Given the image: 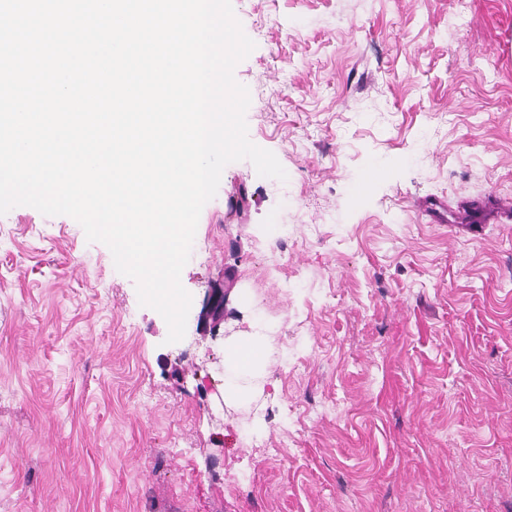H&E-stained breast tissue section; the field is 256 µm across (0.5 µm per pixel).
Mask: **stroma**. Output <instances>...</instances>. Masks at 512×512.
Returning a JSON list of instances; mask_svg holds the SVG:
<instances>
[{"instance_id": "obj_1", "label": "stroma", "mask_w": 512, "mask_h": 512, "mask_svg": "<svg viewBox=\"0 0 512 512\" xmlns=\"http://www.w3.org/2000/svg\"><path fill=\"white\" fill-rule=\"evenodd\" d=\"M232 3L287 178L224 168L181 341L73 218L0 216V512H512V0ZM268 354L261 336H238L224 345V365L239 374L264 371Z\"/></svg>"}]
</instances>
